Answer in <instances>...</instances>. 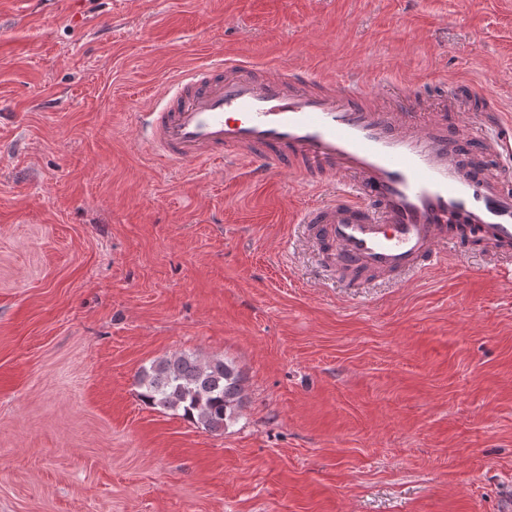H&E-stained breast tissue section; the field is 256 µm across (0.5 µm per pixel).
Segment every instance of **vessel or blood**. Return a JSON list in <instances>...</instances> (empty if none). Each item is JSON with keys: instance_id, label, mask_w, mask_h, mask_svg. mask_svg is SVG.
Listing matches in <instances>:
<instances>
[{"instance_id": "1", "label": "vessel or blood", "mask_w": 512, "mask_h": 512, "mask_svg": "<svg viewBox=\"0 0 512 512\" xmlns=\"http://www.w3.org/2000/svg\"><path fill=\"white\" fill-rule=\"evenodd\" d=\"M398 94L403 107L385 109L367 81L210 60L165 82L139 115L141 142L172 165L245 164L260 182L277 167L314 186L323 198L301 221L353 288L445 264L449 243L481 241L512 261V173L483 161L512 160V115L462 112L454 126L445 110L418 112L412 86ZM464 122L498 133L477 140Z\"/></svg>"}]
</instances>
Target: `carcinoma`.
Returning <instances> with one entry per match:
<instances>
[{
  "label": "carcinoma",
  "instance_id": "cac0c4a2",
  "mask_svg": "<svg viewBox=\"0 0 512 512\" xmlns=\"http://www.w3.org/2000/svg\"><path fill=\"white\" fill-rule=\"evenodd\" d=\"M140 400L171 411L210 432H222L243 406V378L221 358L181 353L154 361L137 377Z\"/></svg>",
  "mask_w": 512,
  "mask_h": 512
}]
</instances>
